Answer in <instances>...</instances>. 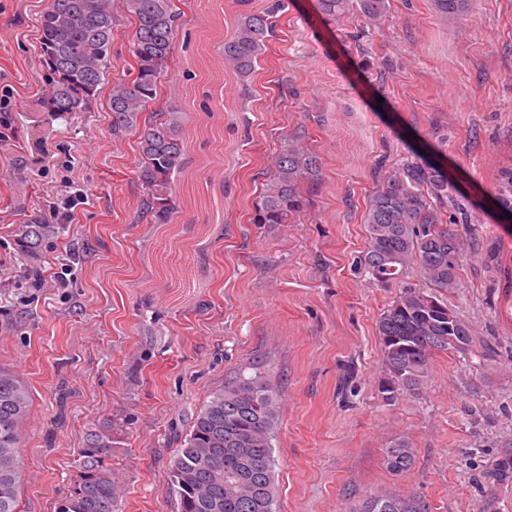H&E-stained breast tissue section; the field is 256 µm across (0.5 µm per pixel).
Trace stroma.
Listing matches in <instances>:
<instances>
[{"instance_id": "1", "label": "stroma", "mask_w": 512, "mask_h": 512, "mask_svg": "<svg viewBox=\"0 0 512 512\" xmlns=\"http://www.w3.org/2000/svg\"><path fill=\"white\" fill-rule=\"evenodd\" d=\"M249 84L215 81L230 29L225 0H180L197 39L193 110L178 188L218 199L178 224L140 213L134 131L112 132L107 95L89 111L39 122L18 100L44 90L37 54L46 0H0V89L12 99L0 139V368L29 387L20 512H56L85 435L116 434L118 512H175L169 471L193 414L224 383L268 379L280 395L276 512H346L369 495H420L430 512H512V218L499 194L512 169V0H471L440 16L433 0H390L378 25L330 24L312 0H284ZM321 161L310 204L291 224L249 217L284 135ZM416 160L454 185L449 214L467 252L448 303L473 327L467 355L439 352L420 394L378 395L376 333L398 287L370 282L362 216L381 170ZM88 200L39 257L20 225L48 218L66 190ZM416 450L390 472L384 448ZM384 457L387 468L396 475L407 473L415 464V449L405 439L391 442L385 448Z\"/></svg>"}]
</instances>
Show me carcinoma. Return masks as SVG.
I'll return each instance as SVG.
<instances>
[{"instance_id":"obj_1","label":"carcinoma","mask_w":512,"mask_h":512,"mask_svg":"<svg viewBox=\"0 0 512 512\" xmlns=\"http://www.w3.org/2000/svg\"><path fill=\"white\" fill-rule=\"evenodd\" d=\"M234 0L230 33L224 36L223 74L248 81L273 33L282 0ZM443 15L465 12L470 0H434ZM316 11L338 23L352 13L374 24L389 10V0H314ZM135 24L132 62L112 81L108 105L112 130L138 133L139 172L146 188L143 213L152 224H169L178 212L173 176L185 171L189 116L171 98L147 111L160 96L162 74L174 61L183 25L176 0H49L41 15L38 54L45 92L36 102L49 120L86 112L102 92L112 60L113 33L120 17ZM191 33H185L182 80L196 78ZM318 156L300 136L287 137L272 158L250 222L290 224L304 210V186L319 180ZM452 187L436 169L407 162L376 180L364 214L368 247L360 266L374 283L390 287L414 270L423 288L404 286L377 322L384 375L378 392L395 402L428 386L434 353L466 354L473 343L470 325L448 305L445 295L459 288L465 253L464 234L448 222ZM59 233L57 224H24L19 245L27 255ZM30 405L27 385L0 368V512H18L23 463L22 427ZM279 421L276 387L261 377H242L214 393L195 414L169 475L176 512H274L275 459L272 440ZM114 435L104 425L88 433L78 450V474L57 503V512H116L115 482L109 460ZM387 468L410 471L415 449L405 439L385 448ZM347 512H430L415 494L369 496Z\"/></svg>"}]
</instances>
